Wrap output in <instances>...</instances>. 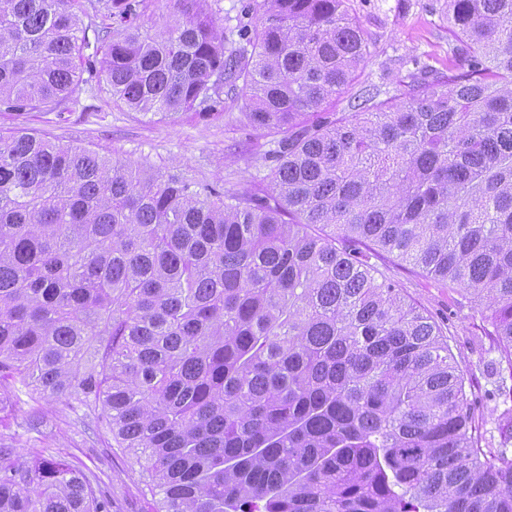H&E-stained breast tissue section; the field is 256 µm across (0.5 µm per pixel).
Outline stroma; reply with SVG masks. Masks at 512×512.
<instances>
[{
	"instance_id": "1",
	"label": "stroma",
	"mask_w": 512,
	"mask_h": 512,
	"mask_svg": "<svg viewBox=\"0 0 512 512\" xmlns=\"http://www.w3.org/2000/svg\"><path fill=\"white\" fill-rule=\"evenodd\" d=\"M443 0H348L352 15L367 33L370 54L362 76L350 91L374 86L399 95L405 92L410 73L429 67L447 74L458 64L448 43V22L440 6ZM175 0H140L136 14L112 17L111 28L129 25L151 34L162 31L175 17ZM89 83L77 103L50 112L0 115V131L26 128L48 134L63 144H77L130 164L223 183L242 188L267 174L263 154L270 135L245 127L244 98H225L223 112L200 119L195 113L175 116L128 111L112 99L104 80L89 75ZM379 277L391 281L405 299L432 316L441 326L454 362L470 380L476 396L475 418L481 445L498 447L503 434L512 432V402L492 399L500 355L485 336L481 316L470 296L426 276L419 268L385 252L373 256ZM14 409L5 419L16 439L20 460L29 457L30 439H46L64 457L75 456L98 468L112 480V512H144L141 466L129 451L107 447L82 411L71 410L65 399L18 390ZM40 408L44 418L31 429L26 412Z\"/></svg>"
}]
</instances>
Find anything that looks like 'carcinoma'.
<instances>
[{"label":"carcinoma","instance_id":"1","mask_svg":"<svg viewBox=\"0 0 512 512\" xmlns=\"http://www.w3.org/2000/svg\"><path fill=\"white\" fill-rule=\"evenodd\" d=\"M176 2L151 36L0 0L1 113L73 100L99 56L130 111L237 92L274 135L234 190L0 134V405L31 386L85 408L144 461L145 512H512L508 441L479 446L441 328L367 254L473 296L512 401V0H445L466 69L349 112L369 46L346 0H249L227 42L208 0ZM30 456L0 430V512H110L82 460Z\"/></svg>","mask_w":512,"mask_h":512}]
</instances>
